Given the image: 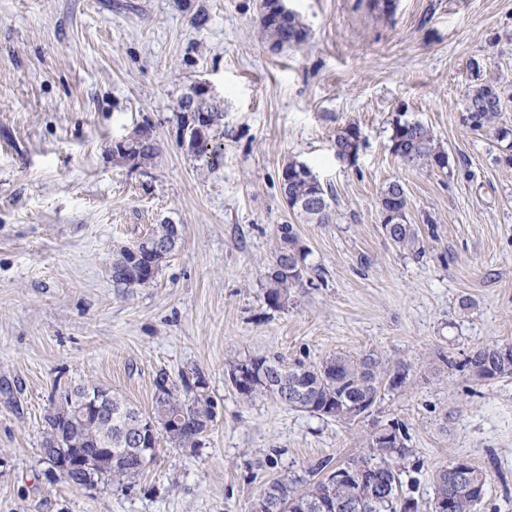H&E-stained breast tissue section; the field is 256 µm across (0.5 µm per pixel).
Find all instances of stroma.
<instances>
[{"instance_id":"35a3bbf8","label":"stroma","mask_w":512,"mask_h":512,"mask_svg":"<svg viewBox=\"0 0 512 512\" xmlns=\"http://www.w3.org/2000/svg\"><path fill=\"white\" fill-rule=\"evenodd\" d=\"M309 28L272 50L259 0H0V512H252L273 480L366 454L395 420L420 470L402 489L429 512L432 474L462 457L489 475L476 512H512V378L476 382L473 349L512 346V166L462 120L472 60L510 80L512 0H290ZM208 21L194 22L198 12ZM207 84L224 113L219 157L179 138L178 101ZM418 120L445 169L408 165L389 138ZM360 128L355 163L333 141ZM149 130L146 163L116 144ZM306 163L332 220H297L280 171ZM400 181L422 254L383 233L379 197ZM180 239L155 279L112 281V260L159 224ZM294 225L312 285L265 300L277 227ZM317 364L372 354L406 383L369 416L323 419L245 399L233 362ZM201 371L216 404L200 448L160 445L130 480H54L40 456L54 391L96 384L142 410L167 373Z\"/></svg>"}]
</instances>
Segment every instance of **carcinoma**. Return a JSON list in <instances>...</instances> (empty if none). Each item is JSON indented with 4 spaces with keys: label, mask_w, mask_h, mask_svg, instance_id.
Masks as SVG:
<instances>
[{
    "label": "carcinoma",
    "mask_w": 512,
    "mask_h": 512,
    "mask_svg": "<svg viewBox=\"0 0 512 512\" xmlns=\"http://www.w3.org/2000/svg\"><path fill=\"white\" fill-rule=\"evenodd\" d=\"M261 29L276 49L292 48L304 44L308 30L299 13L280 18L274 10L273 0H261ZM182 111L193 110L191 119L180 121V130L187 133V145L192 149L207 144L196 141L192 124L204 120L214 128L224 119V113L215 110L204 98L196 101L180 100ZM502 111L501 85L474 75L464 103L470 127L493 130L498 142L505 143L500 160L512 165V129L499 126ZM361 132L355 124L336 131L334 146L344 155L357 142ZM390 150L408 164L427 163L432 167H448V155L436 140L431 129L418 120L396 119L390 137ZM116 153L150 161L159 153L155 140L132 141L117 144ZM307 165L290 161L282 167L279 181L288 207L307 223L330 222V200L333 191L318 179L304 174ZM386 236L399 248H413L418 240L416 225L402 217L398 224L382 225ZM277 244L269 262L265 279V300L268 306L281 308L288 302L294 288L304 287L307 278L308 251L299 243L292 224H281L277 229ZM180 238L176 224H159L141 238L134 247L121 250L112 262V280L119 288H134L150 283L160 263L171 254ZM501 346L490 344L474 349L464 360L478 381L512 377V361L503 364ZM251 368L248 381L236 387L244 398L259 395L276 402L325 418L350 422L357 418L360 402L377 401L381 388L378 378V360L368 355L352 359L338 355L318 365L297 361L290 364L278 355L249 356L232 365ZM73 401L65 403L56 415L45 421L42 440L55 438V462H64L94 448H112V462L94 467L95 479L107 478L122 482L145 470L140 461L137 432L139 418L151 415L157 420L180 418L184 427L159 434L150 442L157 451L166 441L174 448H197L215 417L214 403L208 393L204 375L197 369L181 375V386L169 382L161 375L156 381V392L151 412L146 413L115 391L109 392L111 409L102 415L89 408L78 412L79 401L85 395L94 397L106 392L98 385L72 388ZM407 432L398 423L378 427L369 438L371 453L366 457L350 458L339 465L321 460L306 471L304 476L276 479L268 484L259 497L264 512H418L417 504L401 494L402 469L409 464L410 449ZM365 470L376 471L388 478L384 491L367 490L360 480ZM434 497L431 512H439L448 501V487L465 489L458 503L459 512H471L487 494L489 475L473 466L465 470L455 467V461L433 474Z\"/></svg>",
    "instance_id": "1"
}]
</instances>
